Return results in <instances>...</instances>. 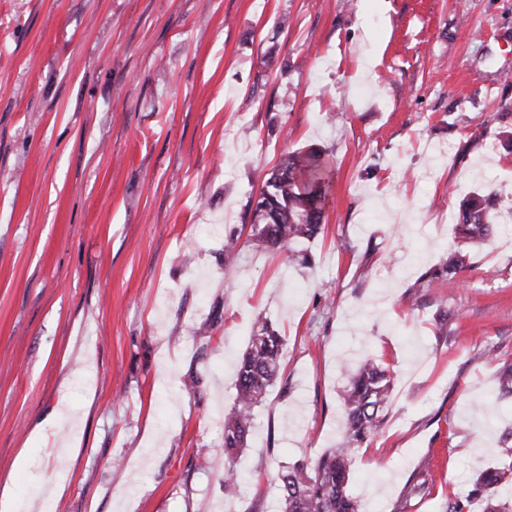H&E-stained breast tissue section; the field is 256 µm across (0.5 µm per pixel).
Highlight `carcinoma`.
<instances>
[{
  "instance_id": "carcinoma-1",
  "label": "carcinoma",
  "mask_w": 512,
  "mask_h": 512,
  "mask_svg": "<svg viewBox=\"0 0 512 512\" xmlns=\"http://www.w3.org/2000/svg\"><path fill=\"white\" fill-rule=\"evenodd\" d=\"M332 163L325 152L311 147L283 156L263 185L252 214L249 243L254 249L286 253L292 260L308 263L298 246L315 239L322 230L325 200ZM495 194L469 199L460 205L456 224L461 247L448 252L441 266L426 281L429 288L468 268L478 248L498 230L493 206ZM283 336L262 317L253 323L248 347L238 359L235 400L224 416V495H236L240 476L233 457L245 447L252 432L255 408L263 405L270 389L283 380ZM394 387L389 368L363 359L348 376L341 393L344 432L336 448L311 463L297 462L278 473L282 512H360L349 493L351 462L355 452L371 441L387 417ZM498 394L512 396V364L499 370ZM512 476V463L480 472L474 488L463 497L448 499V512H465L471 500L484 501L483 512H507L495 503L498 487Z\"/></svg>"
}]
</instances>
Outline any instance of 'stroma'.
Returning <instances> with one entry per match:
<instances>
[{
  "instance_id": "1",
  "label": "stroma",
  "mask_w": 512,
  "mask_h": 512,
  "mask_svg": "<svg viewBox=\"0 0 512 512\" xmlns=\"http://www.w3.org/2000/svg\"><path fill=\"white\" fill-rule=\"evenodd\" d=\"M510 132L512 0H0V502L279 512L282 465L338 446L369 355L393 400L349 491L445 512L512 463V232L438 288L421 276L463 201L495 193L512 220ZM311 146L334 161L311 265L225 258ZM260 316L286 381L229 498L223 420Z\"/></svg>"
}]
</instances>
